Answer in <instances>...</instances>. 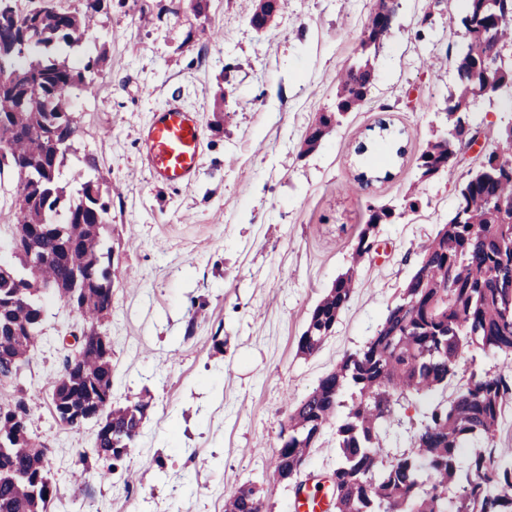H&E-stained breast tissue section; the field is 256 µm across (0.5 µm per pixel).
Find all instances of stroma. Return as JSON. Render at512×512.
I'll use <instances>...</instances> for the list:
<instances>
[{
    "label": "stroma",
    "mask_w": 512,
    "mask_h": 512,
    "mask_svg": "<svg viewBox=\"0 0 512 512\" xmlns=\"http://www.w3.org/2000/svg\"><path fill=\"white\" fill-rule=\"evenodd\" d=\"M169 2L112 0L89 36L109 63L91 92L72 100L77 148L95 156L112 186L113 262L123 271L108 326L112 400L146 394L151 407L121 466L99 480L102 461L79 455L93 427L71 431L52 415L63 352L51 342L82 326L52 300L47 342L23 369L31 432L51 450V512H224L246 484L264 512H294L296 490L272 465L291 403L375 334L466 177L463 166L451 181L416 176L426 139L445 123L458 14L425 25V0H400L369 101L304 156L305 134L332 107L375 0H288L260 34L247 19L252 0H209L199 17L186 7L165 13ZM171 99L202 128L200 172L179 190L152 178L140 140ZM221 103L232 113L218 126ZM411 191L423 200L419 212L382 225L379 253L353 265L369 206L402 204ZM352 266L355 293L333 335L299 355L310 312ZM430 402L400 397L389 455L411 451Z\"/></svg>",
    "instance_id": "obj_1"
}]
</instances>
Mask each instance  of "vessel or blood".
<instances>
[{
  "instance_id": "1",
  "label": "vessel or blood",
  "mask_w": 512,
  "mask_h": 512,
  "mask_svg": "<svg viewBox=\"0 0 512 512\" xmlns=\"http://www.w3.org/2000/svg\"><path fill=\"white\" fill-rule=\"evenodd\" d=\"M142 144L156 181L172 188L189 186L202 162L195 113L175 103L157 108L144 131Z\"/></svg>"
}]
</instances>
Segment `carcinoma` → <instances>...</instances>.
<instances>
[{"mask_svg":"<svg viewBox=\"0 0 512 512\" xmlns=\"http://www.w3.org/2000/svg\"><path fill=\"white\" fill-rule=\"evenodd\" d=\"M0 0V126L12 130L0 152V174L17 179L11 199L13 230L0 253V512H50L57 488L49 452L30 431L21 375L42 342L48 295L70 306L88 328L74 336L77 359L53 382L56 421L78 431L79 416L93 415V446L81 450L108 462L107 480L142 433L149 402L112 404L114 370L107 322L112 313L110 187L95 159L78 158L87 178L71 189L60 181L79 135L72 98L91 91L106 63V50L84 53L82 67L69 64L83 49L108 0H78L72 9L46 5L36 12ZM378 0L361 32L360 57L336 88L332 109L307 131L302 155L316 150L332 129L367 102L375 63L392 28L381 22ZM456 53L455 86L443 112L446 129L432 136L417 157L418 181L452 177L458 165L449 146L469 124L467 113L482 96L512 100V0H466ZM496 56L497 75L487 82L485 64ZM405 215L388 205L368 207L353 263L368 257L380 226ZM354 268L339 274L317 302L299 337L298 353L315 354L332 336L354 292ZM512 353V122L499 127L495 145L468 170L455 208L423 246L410 277L366 345L347 352L289 409L274 458V473H293L323 429L336 421L338 463L331 475L335 512H512V452L498 447L505 410L512 408V370L491 375L460 366L472 346ZM450 390L425 413L413 450L380 468L387 425L397 398ZM473 445L467 462L460 449ZM458 480L453 503L448 482ZM255 487L246 485L224 512H256Z\"/></svg>","mask_w":512,"mask_h":512,"instance_id":"cac0c4a2","label":"carcinoma"}]
</instances>
